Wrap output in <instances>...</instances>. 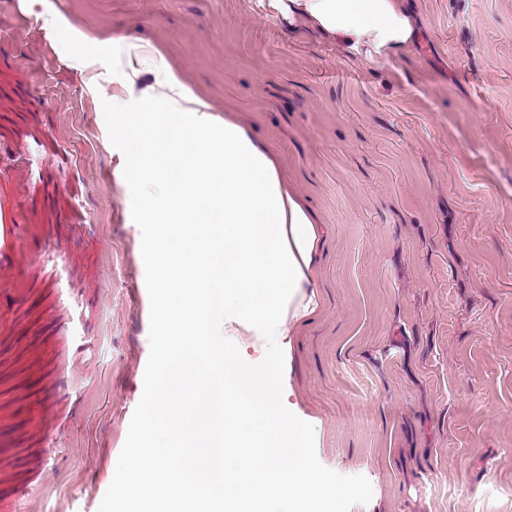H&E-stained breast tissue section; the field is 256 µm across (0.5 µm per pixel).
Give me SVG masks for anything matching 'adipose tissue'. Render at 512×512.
I'll use <instances>...</instances> for the list:
<instances>
[{"mask_svg":"<svg viewBox=\"0 0 512 512\" xmlns=\"http://www.w3.org/2000/svg\"><path fill=\"white\" fill-rule=\"evenodd\" d=\"M288 25L304 24L354 51L367 63L384 60L411 43L412 23L400 0H270ZM112 49L127 70L123 96L112 109H126L146 61L140 45L122 39ZM156 93H143L138 109L161 107L163 134L171 155L167 166L150 157L153 130H122L137 145L132 162L137 185L157 186L151 205H136L133 218L149 225L140 253L164 288L160 326L169 340L155 394L143 406L142 430L155 438L166 422L164 409L182 395L194 408L224 400V440L244 449L243 463L199 482L185 457L167 448H146L123 462L116 496L136 502L162 489L178 512H235L248 503L266 512H310L341 491L330 473L312 470V438L279 419L289 336L314 314L316 227L294 189L248 131L214 117L184 83L164 69ZM228 336H256L266 358L261 365L225 351L224 382L216 384L205 348Z\"/></svg>","mask_w":512,"mask_h":512,"instance_id":"obj_1","label":"adipose tissue"}]
</instances>
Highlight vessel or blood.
Segmentation results:
<instances>
[{"instance_id":"b4317fda","label":"vessel or blood","mask_w":512,"mask_h":512,"mask_svg":"<svg viewBox=\"0 0 512 512\" xmlns=\"http://www.w3.org/2000/svg\"><path fill=\"white\" fill-rule=\"evenodd\" d=\"M17 190L7 166L0 164V294L15 304L25 300L24 290L31 284L37 269L36 252L26 250L31 234H38L41 247L65 258L70 244L64 225L45 224L40 228L20 223L17 216Z\"/></svg>"}]
</instances>
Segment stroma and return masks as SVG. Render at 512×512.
I'll list each match as a JSON object with an SVG mask.
<instances>
[{
    "label": "stroma",
    "instance_id": "stroma-1",
    "mask_svg": "<svg viewBox=\"0 0 512 512\" xmlns=\"http://www.w3.org/2000/svg\"><path fill=\"white\" fill-rule=\"evenodd\" d=\"M417 32L365 63L269 0H0V161L26 224H90L58 288L33 282L0 337V497L120 512L118 463L167 351L111 39L246 127L310 211L319 310L292 338L289 403L319 512H512V0H403ZM95 60L78 64V54ZM69 336L56 335L58 320ZM69 370L65 403L45 406Z\"/></svg>",
    "mask_w": 512,
    "mask_h": 512
}]
</instances>
